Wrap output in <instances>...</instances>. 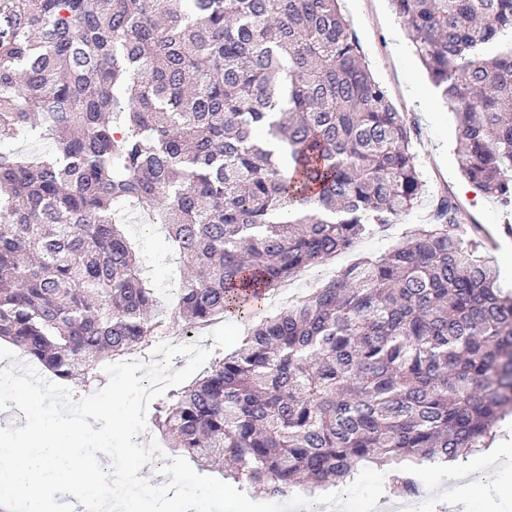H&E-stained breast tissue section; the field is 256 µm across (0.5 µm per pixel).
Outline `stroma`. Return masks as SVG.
I'll return each instance as SVG.
<instances>
[{
  "mask_svg": "<svg viewBox=\"0 0 512 512\" xmlns=\"http://www.w3.org/2000/svg\"><path fill=\"white\" fill-rule=\"evenodd\" d=\"M339 6L373 76L388 88L393 104L418 132L414 150L427 190L418 205L386 231L362 239L355 253L333 258L331 265L338 269L348 265L354 255L375 256L408 239L417 226L431 222L439 196L457 194L464 181L455 155L457 115L442 101L388 0H339ZM460 217L464 223L483 225L490 233L487 254L498 269L501 287L512 293V235L503 231L504 225H512V212L474 188L461 202ZM123 220L161 303H169L181 263L168 248L165 230L159 225L145 228L143 216L132 209L124 211ZM416 471L421 480V512H486V502L496 489L512 485V453L501 456L490 470L472 459L451 471L431 464L417 466ZM465 484L474 486L475 494L453 507L442 501L441 494L449 486Z\"/></svg>",
  "mask_w": 512,
  "mask_h": 512,
  "instance_id": "1",
  "label": "stroma"
}]
</instances>
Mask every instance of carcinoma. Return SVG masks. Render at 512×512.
Instances as JSON below:
<instances>
[{
    "mask_svg": "<svg viewBox=\"0 0 512 512\" xmlns=\"http://www.w3.org/2000/svg\"><path fill=\"white\" fill-rule=\"evenodd\" d=\"M461 117L459 170L512 208V0H391ZM0 340L62 383L182 321L243 314L384 230L423 193L414 130L338 0H0ZM167 229L164 308L117 212ZM487 232L429 224L265 317L156 407L200 470L269 497L361 461H467L512 415V296Z\"/></svg>",
    "mask_w": 512,
    "mask_h": 512,
    "instance_id": "cac0c4a2",
    "label": "carcinoma"
}]
</instances>
